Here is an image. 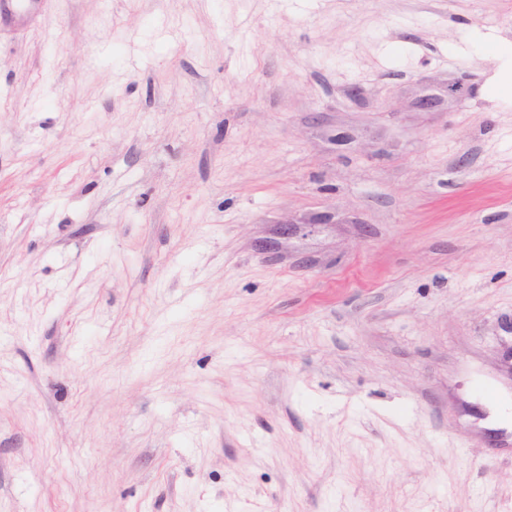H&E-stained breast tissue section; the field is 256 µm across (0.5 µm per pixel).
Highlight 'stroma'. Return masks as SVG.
Masks as SVG:
<instances>
[{"instance_id": "1", "label": "stroma", "mask_w": 512, "mask_h": 512, "mask_svg": "<svg viewBox=\"0 0 512 512\" xmlns=\"http://www.w3.org/2000/svg\"><path fill=\"white\" fill-rule=\"evenodd\" d=\"M495 39L512 0H0V512H512Z\"/></svg>"}]
</instances>
